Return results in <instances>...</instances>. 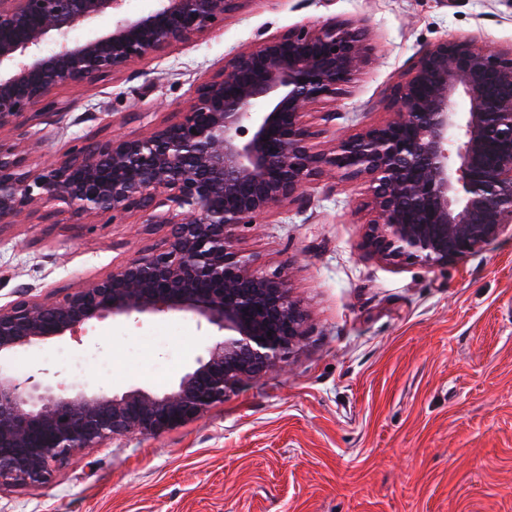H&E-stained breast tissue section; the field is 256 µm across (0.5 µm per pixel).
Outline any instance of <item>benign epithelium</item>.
Returning <instances> with one entry per match:
<instances>
[{
    "label": "benign epithelium",
    "instance_id": "1",
    "mask_svg": "<svg viewBox=\"0 0 512 512\" xmlns=\"http://www.w3.org/2000/svg\"><path fill=\"white\" fill-rule=\"evenodd\" d=\"M126 2L0 0V224L45 207L114 220L135 211L164 232L162 245L85 285L45 300L28 287L0 304V359L108 317H189L213 340L163 393L64 396L42 384L41 367L0 368V489L46 484L80 449L181 428L224 403L242 379L286 363L305 335L304 314L287 275L257 268L233 239L303 201L310 181H365L373 218L364 246L394 264L445 266L512 227V47L464 37L427 46L393 87L392 119L316 150L305 115L336 102L371 56L367 28L336 18L240 50L174 121L32 167L24 119L58 111L57 89L121 74L202 37L244 0H155L141 14ZM104 16L109 32L75 37Z\"/></svg>",
    "mask_w": 512,
    "mask_h": 512
}]
</instances>
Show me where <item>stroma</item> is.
<instances>
[{
	"instance_id": "stroma-1",
	"label": "stroma",
	"mask_w": 512,
	"mask_h": 512,
	"mask_svg": "<svg viewBox=\"0 0 512 512\" xmlns=\"http://www.w3.org/2000/svg\"><path fill=\"white\" fill-rule=\"evenodd\" d=\"M363 23L373 54L334 105L306 116L312 144L393 115L392 89L427 45L512 46V0H245L209 35L57 97L23 127L46 167L89 137L144 132L257 39L328 18ZM365 184L310 185L235 245L284 271L305 334L287 364L243 380L204 418L76 452L49 484L0 490V512H512V229L443 267L394 265L364 246ZM162 240L140 213L0 227V302L44 299ZM189 318L93 322L80 340L20 352L43 384L172 388L209 342Z\"/></svg>"
}]
</instances>
